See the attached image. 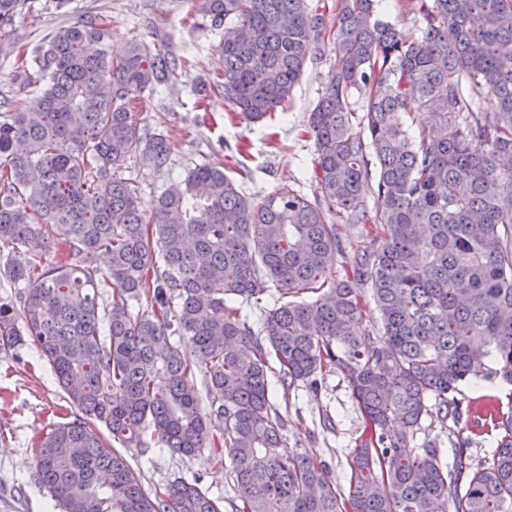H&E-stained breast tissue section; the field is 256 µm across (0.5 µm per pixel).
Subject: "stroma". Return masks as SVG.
<instances>
[{
	"label": "stroma",
	"mask_w": 512,
	"mask_h": 512,
	"mask_svg": "<svg viewBox=\"0 0 512 512\" xmlns=\"http://www.w3.org/2000/svg\"><path fill=\"white\" fill-rule=\"evenodd\" d=\"M55 3L28 0L16 16L12 45L8 52H0V98L9 99L14 108L36 110L40 92L33 86L20 87L19 72L44 38L90 17L108 29L110 55H120L131 38L139 37L176 59L174 83L143 93L137 117L154 131L172 136L180 165L215 161L232 165L241 160L247 166L241 183L247 196L260 199L287 184L315 198L314 145L307 134V120L327 80L330 57L309 54L287 112L249 126L232 119L229 104L220 96H213L205 108L196 103L192 87L220 77L224 58L219 33L195 15L191 0H68L63 11ZM121 174L134 181L141 211L151 214L169 181L167 173L130 159ZM338 232L340 250L330 270L335 277L343 275L347 261L370 247L376 227L343 224ZM268 378L276 385L278 363H270ZM510 393L512 386L496 378L461 384L457 393L464 409L460 424L423 419L410 447L436 444L450 449L463 437L472 464L488 462L495 436L483 426L481 410L491 399ZM274 402L288 421L282 453L308 451L315 460L325 461L337 478H344L349 454L363 432V420L343 377L324 373L315 391L296 387L286 392L276 385ZM75 413L35 345L0 352V512H52L49 497L35 479L36 456L43 435ZM118 451L146 489L162 488L177 476H196L218 500L221 512H235L238 492L229 477L227 456L206 449L182 457L163 448L132 444L119 446Z\"/></svg>",
	"instance_id": "1"
}]
</instances>
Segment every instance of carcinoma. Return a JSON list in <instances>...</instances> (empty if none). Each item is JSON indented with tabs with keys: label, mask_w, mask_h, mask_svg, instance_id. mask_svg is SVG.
<instances>
[{
	"label": "carcinoma",
	"mask_w": 512,
	"mask_h": 512,
	"mask_svg": "<svg viewBox=\"0 0 512 512\" xmlns=\"http://www.w3.org/2000/svg\"><path fill=\"white\" fill-rule=\"evenodd\" d=\"M25 5L0 0V45ZM193 6L221 31L219 87L246 123L287 111L311 48L332 55L308 116L318 195L284 184L250 199L205 162L145 217L116 170L133 158L173 172L167 137L137 119L136 100L168 85L176 60L136 39L111 58L91 19L35 48L20 84L40 86L39 110L0 101V274L25 288L23 327L0 303V350L32 341L83 414L43 437L39 485L60 512H221L195 477L145 489L101 423L118 443L145 446L149 432L181 456L226 453L239 512H512V410H489L486 465L469 462L464 440L450 462L435 444L406 450L423 418L460 422L461 384L512 386V0H399L413 32L378 18V0H337L330 44L308 0ZM413 110L428 118L416 131L403 119ZM340 222L380 233L330 279ZM34 236L67 252L41 267L22 250ZM308 292L318 297L292 300ZM144 294L150 310L132 312ZM244 305L260 309L258 328ZM272 359L286 390L326 369L347 381L364 420L348 490L308 453L278 452Z\"/></svg>",
	"instance_id": "cac0c4a2"
}]
</instances>
